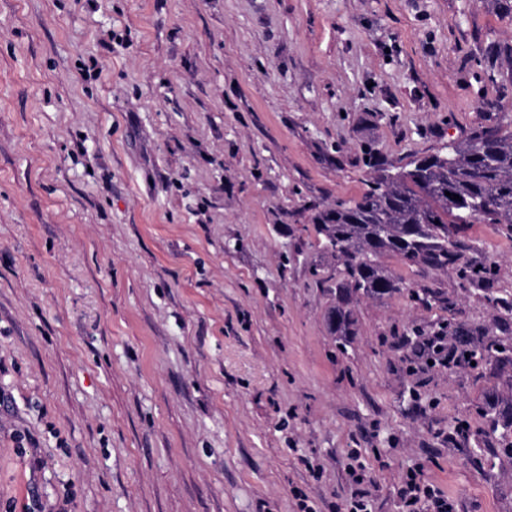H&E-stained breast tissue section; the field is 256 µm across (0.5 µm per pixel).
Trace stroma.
Returning a JSON list of instances; mask_svg holds the SVG:
<instances>
[{
  "mask_svg": "<svg viewBox=\"0 0 512 512\" xmlns=\"http://www.w3.org/2000/svg\"><path fill=\"white\" fill-rule=\"evenodd\" d=\"M495 45L506 0H0V512H344L352 451L372 512L411 470L512 512V365L405 342L512 338V234L460 230L472 280L386 257L342 344L310 222L365 146L512 125Z\"/></svg>",
  "mask_w": 512,
  "mask_h": 512,
  "instance_id": "35a3bbf8",
  "label": "stroma"
}]
</instances>
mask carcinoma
<instances>
[{"instance_id":"1","label":"carcinoma","mask_w":512,"mask_h":512,"mask_svg":"<svg viewBox=\"0 0 512 512\" xmlns=\"http://www.w3.org/2000/svg\"><path fill=\"white\" fill-rule=\"evenodd\" d=\"M365 156L375 173L369 188L358 198L318 207L311 217L339 266L326 277L339 279L327 325L341 339L353 334V303L401 292L383 258L448 269L459 260L454 237L467 225L460 219L467 213L472 224H502L512 232V131L478 129L451 149L412 156L401 166L385 163L372 148ZM466 356L512 361V343L488 337L461 351Z\"/></svg>"}]
</instances>
